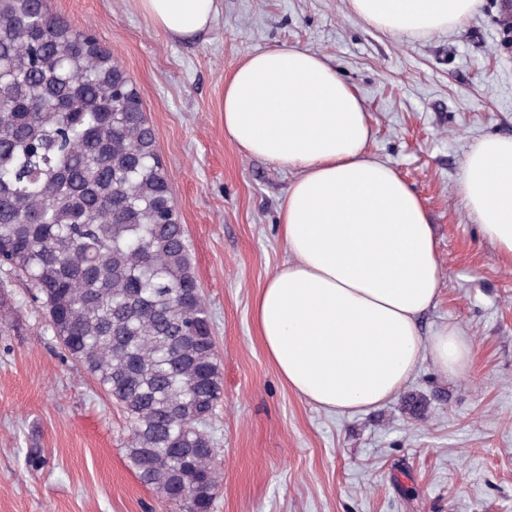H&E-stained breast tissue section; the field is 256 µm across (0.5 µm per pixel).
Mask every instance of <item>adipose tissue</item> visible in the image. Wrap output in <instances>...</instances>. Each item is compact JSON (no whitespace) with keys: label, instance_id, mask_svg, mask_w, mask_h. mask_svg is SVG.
Here are the masks:
<instances>
[{"label":"adipose tissue","instance_id":"1","mask_svg":"<svg viewBox=\"0 0 512 512\" xmlns=\"http://www.w3.org/2000/svg\"><path fill=\"white\" fill-rule=\"evenodd\" d=\"M180 41L207 32L220 0H134ZM478 0H350L368 26L418 37L465 20ZM224 136L295 175L281 202L288 258L256 296L253 321L280 379L334 412L378 407L423 360L465 372L473 344L453 324L431 336L419 317L439 301L434 226L415 191L370 150L362 97L327 60L291 46L245 55L224 81ZM459 192L469 217L512 264V137L471 145Z\"/></svg>","mask_w":512,"mask_h":512}]
</instances>
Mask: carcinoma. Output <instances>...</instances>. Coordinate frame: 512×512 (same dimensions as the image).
<instances>
[{"label":"carcinoma","mask_w":512,"mask_h":512,"mask_svg":"<svg viewBox=\"0 0 512 512\" xmlns=\"http://www.w3.org/2000/svg\"><path fill=\"white\" fill-rule=\"evenodd\" d=\"M0 262L126 415L140 481L210 512L224 385L155 130L121 63L48 0H0Z\"/></svg>","instance_id":"obj_1"}]
</instances>
